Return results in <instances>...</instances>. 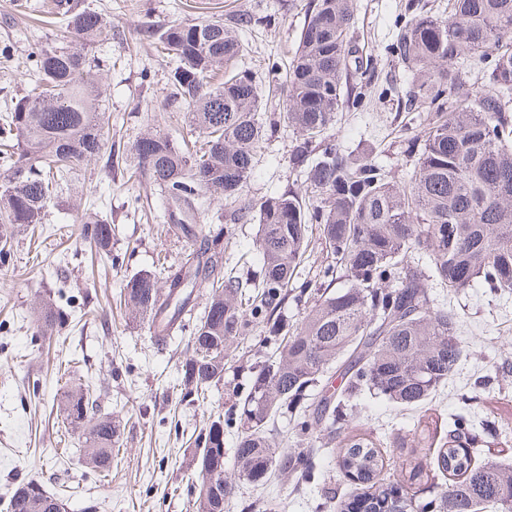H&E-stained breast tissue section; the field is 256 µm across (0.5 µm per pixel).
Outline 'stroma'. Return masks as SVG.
I'll return each mask as SVG.
<instances>
[{
    "label": "stroma",
    "instance_id": "stroma-1",
    "mask_svg": "<svg viewBox=\"0 0 512 512\" xmlns=\"http://www.w3.org/2000/svg\"><path fill=\"white\" fill-rule=\"evenodd\" d=\"M50 0H0V47L10 46L15 60L24 61L30 45L56 46L64 27L48 12ZM310 0H78L112 20L92 50L112 60L101 73L104 104L112 115V140L128 146L137 136L161 131L175 141L192 136L184 120V103L172 96L167 83L173 60L158 55L154 39L143 36L144 23L161 29L211 14L244 13L261 27L237 32L247 53L244 67L260 85H267L272 64H285L298 44ZM405 0H358L353 43L362 54H375L378 69L370 79L366 111L345 113L335 129L345 149L370 152L399 174L413 165L402 153L401 128L418 134L414 113L399 108L387 92L388 79L409 83L411 75L396 65L390 46L402 24ZM278 102L265 107L269 122L245 187L259 200L302 187L291 161L293 133L279 122ZM82 205L70 193L52 197L47 224L23 232L13 243L11 258L0 265V512H7L13 488L21 480H42L64 500L67 512H191L186 458L197 432L213 412L224 415V472L236 471L234 447L239 427L237 403L253 376L274 352L264 329L253 324L231 347L224 379L210 388L206 401L185 397L178 365L191 338L183 329L157 341L148 324L119 307L125 279L143 270L177 265L182 233L171 223L165 205L149 180L131 185L120 172H108L103 161L84 166L77 176ZM102 203L112 224V256L90 255L86 205ZM202 227L223 228L231 244L225 250L238 262L242 277L258 278L261 260L254 248V221L230 222L222 200L207 201ZM326 263L318 241H311L306 259L292 284L293 297L282 303L279 317L296 327L312 305ZM59 296L73 323L62 338L38 333L30 304L36 296ZM461 316V339L468 355L429 404L439 428H447L461 411L460 390H474L484 401L472 409L474 425L512 415V370L500 375L495 365L512 367V290L494 294L481 284L450 294ZM75 359L77 376L109 384L103 402L121 422V452L107 476L87 469L78 441L62 446L64 431L56 405L65 380L60 366ZM359 429L380 443L387 479L400 477L402 461L412 448L403 440L418 432V414L368 397L361 398ZM316 479L293 490L282 478L266 487L238 485L226 512L270 496L285 498L284 512H321L326 494L343 496L353 484L342 473L338 456L321 453L314 459Z\"/></svg>",
    "mask_w": 512,
    "mask_h": 512
}]
</instances>
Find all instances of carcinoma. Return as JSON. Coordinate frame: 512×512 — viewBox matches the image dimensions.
<instances>
[{"instance_id": "carcinoma-1", "label": "carcinoma", "mask_w": 512, "mask_h": 512, "mask_svg": "<svg viewBox=\"0 0 512 512\" xmlns=\"http://www.w3.org/2000/svg\"><path fill=\"white\" fill-rule=\"evenodd\" d=\"M408 12L393 52L413 72L406 107L423 111L424 129L406 141L415 160L405 179L362 151H345L328 134L347 108L365 106L357 76L366 68L353 55L356 0H312L297 49L288 61L283 121L295 136L293 161L303 191L255 201L244 187L264 134L263 101L254 75L235 69L244 53L233 26H249L242 14L191 19L157 32L163 55L178 66L169 74L173 96L186 105L189 126L203 139L185 151L164 133H144L125 153H107L111 115L102 106L100 59L89 52L107 21L95 9L54 0L69 41L31 46L22 93L0 115V264L4 245L23 228L43 224L51 195L76 170L107 155L109 168L125 165L145 176L173 208L185 232L179 268L165 279L149 271L129 277L121 292L129 316L148 321L157 336L184 328L194 292L210 289L190 351L179 362L185 395L205 392L224 380L227 351L259 316L266 331L282 330L274 312L317 232L326 257L323 278L337 271L349 286L325 290L302 322L283 338L277 353L253 377L239 403L234 480L224 468V416L209 417L197 436L191 468L192 512H224L235 483L263 486L274 475L299 488L314 478L309 453L289 448L290 436L275 427L281 414L296 432L320 446L336 444L345 475L364 486L330 505L334 512H481L488 505L512 512V473L494 463L477 464L478 443L469 419L458 415L438 449L437 470L448 484L429 501L398 495L382 477L384 461L372 436L357 432L362 395L402 409L421 410L467 356L460 341L459 313L430 297L420 265L429 261L443 288L457 291L474 282L512 290V0H447V16L422 0ZM224 80L214 83L218 67ZM481 87L463 91L468 75ZM213 196L231 207L230 220L254 219L262 268L251 310L238 301L240 283L224 277L222 232L197 235L198 200ZM91 241L99 256L112 252V224L96 214ZM32 314L44 336H61L69 314L40 298ZM336 367L346 379L338 394L318 389ZM107 387L74 379L58 408L77 433L83 460L109 473L119 449V425L102 411ZM63 500L38 479L19 483L9 512H58Z\"/></svg>"}]
</instances>
